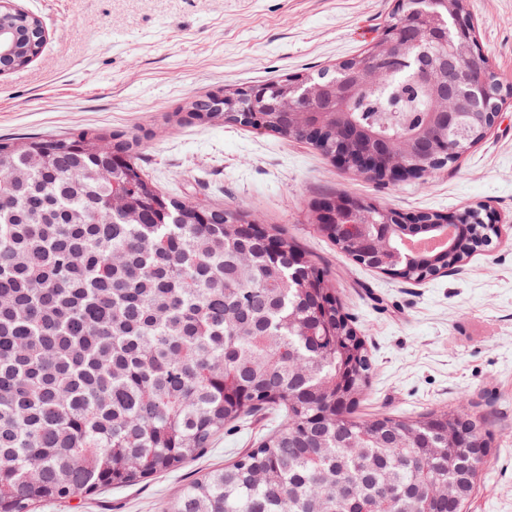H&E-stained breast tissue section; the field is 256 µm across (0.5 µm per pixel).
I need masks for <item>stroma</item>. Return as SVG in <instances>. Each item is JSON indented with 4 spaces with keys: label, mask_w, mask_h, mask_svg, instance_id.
<instances>
[{
    "label": "stroma",
    "mask_w": 512,
    "mask_h": 512,
    "mask_svg": "<svg viewBox=\"0 0 512 512\" xmlns=\"http://www.w3.org/2000/svg\"><path fill=\"white\" fill-rule=\"evenodd\" d=\"M40 17L41 53L0 74V138L99 128L142 145L146 175L177 201L210 202L275 228L323 271L373 359L362 418H417L454 405L493 436L469 512H512V98L485 137L429 176L385 183L295 139L234 123L171 120L221 88L310 76L375 43L399 0H14ZM488 68L512 83V0H467ZM348 196L405 213L497 217L491 245L414 281L370 269L313 222ZM282 422L227 425L171 473L37 512H161L198 477L237 460Z\"/></svg>",
    "instance_id": "obj_1"
}]
</instances>
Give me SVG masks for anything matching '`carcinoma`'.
Here are the masks:
<instances>
[{"mask_svg": "<svg viewBox=\"0 0 512 512\" xmlns=\"http://www.w3.org/2000/svg\"><path fill=\"white\" fill-rule=\"evenodd\" d=\"M403 0L389 25L409 51L417 11ZM0 22L27 48L43 45L34 15L0 5ZM472 83L497 79L476 57ZM403 90V120L389 100ZM427 89L408 76L368 84L345 108L357 137L410 138L427 122ZM102 131L31 137L20 152L0 139V512L89 495L175 471L224 426L259 410H283L281 428L222 469L195 481L162 512H465L479 469L467 443L494 453L473 415L450 406L416 420H362L357 399L336 396V378L369 381L362 337L320 288H290L314 265H292L295 245L273 256L244 217L205 207L206 220L172 223L197 207L167 196L144 173L138 150L112 169L88 145ZM448 150L454 160L484 138ZM293 138L330 155L323 130ZM22 168L23 180L9 170ZM126 186L133 219L112 217V182ZM448 420L463 436L436 438ZM451 483L455 501L430 500L429 480ZM349 482L358 505L337 497Z\"/></svg>", "mask_w": 512, "mask_h": 512, "instance_id": "carcinoma-1", "label": "carcinoma"}]
</instances>
